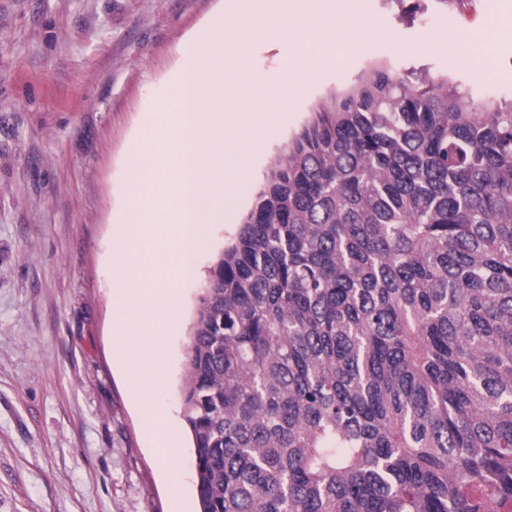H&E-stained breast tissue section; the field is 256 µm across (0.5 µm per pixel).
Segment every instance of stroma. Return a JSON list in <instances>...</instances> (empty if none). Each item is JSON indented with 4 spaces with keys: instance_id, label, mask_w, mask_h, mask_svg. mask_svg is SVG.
Instances as JSON below:
<instances>
[{
    "instance_id": "1",
    "label": "stroma",
    "mask_w": 512,
    "mask_h": 512,
    "mask_svg": "<svg viewBox=\"0 0 512 512\" xmlns=\"http://www.w3.org/2000/svg\"><path fill=\"white\" fill-rule=\"evenodd\" d=\"M378 36L321 69L284 105L224 90V135L246 112H279L251 152L224 221L210 227L194 278L168 316L165 384L153 397L179 439L159 456L115 326L148 316L114 284L133 150L172 100L190 43L224 0H0V512H195V454L183 390L189 331L214 256L236 236L273 158L315 103L388 64L448 75L476 100L512 98V0H349ZM491 46L489 66L450 61L448 35ZM401 44L389 51L381 35ZM288 42L250 43L246 71L289 83Z\"/></svg>"
}]
</instances>
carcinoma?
Returning a JSON list of instances; mask_svg holds the SVG:
<instances>
[{
	"mask_svg": "<svg viewBox=\"0 0 512 512\" xmlns=\"http://www.w3.org/2000/svg\"><path fill=\"white\" fill-rule=\"evenodd\" d=\"M198 512L512 495V100L376 66L317 102L203 282Z\"/></svg>",
	"mask_w": 512,
	"mask_h": 512,
	"instance_id": "carcinoma-1",
	"label": "carcinoma"
}]
</instances>
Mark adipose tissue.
Returning a JSON list of instances; mask_svg holds the SVG:
<instances>
[{"mask_svg":"<svg viewBox=\"0 0 512 512\" xmlns=\"http://www.w3.org/2000/svg\"><path fill=\"white\" fill-rule=\"evenodd\" d=\"M261 22L254 29V37L289 41L292 52L288 68L296 81H304L316 74L326 63L343 65V55L337 54L338 44L358 47L376 33L373 20L359 19L347 32L338 33L327 27H315L310 17L335 8L336 0H264Z\"/></svg>","mask_w":512,"mask_h":512,"instance_id":"ef3b65f1","label":"adipose tissue"}]
</instances>
